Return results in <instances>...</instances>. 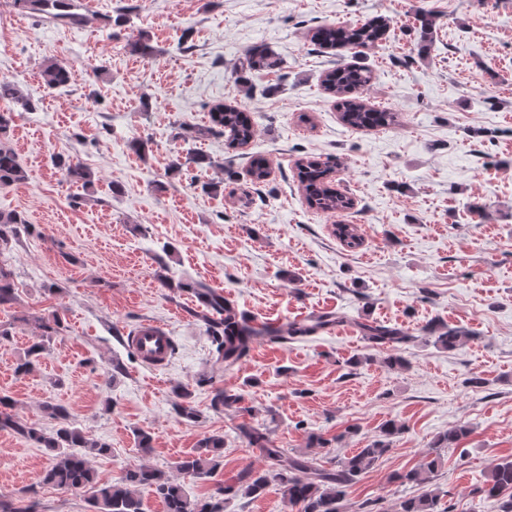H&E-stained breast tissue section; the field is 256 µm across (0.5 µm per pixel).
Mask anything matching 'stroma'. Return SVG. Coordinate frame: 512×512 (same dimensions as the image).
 Returning a JSON list of instances; mask_svg holds the SVG:
<instances>
[{
  "label": "stroma",
  "instance_id": "obj_1",
  "mask_svg": "<svg viewBox=\"0 0 512 512\" xmlns=\"http://www.w3.org/2000/svg\"><path fill=\"white\" fill-rule=\"evenodd\" d=\"M85 20L72 26L19 14L0 0V80L19 83L37 100L16 112L8 144L25 171L0 187V211L28 226L0 251L14 273L15 301L0 307V395L24 421L51 434L57 423L40 406L67 407L71 423L110 452L92 466L103 482L146 464L175 474L177 462L210 435L223 437L221 463L187 481L202 501L245 466H264L247 447L241 424L264 426L279 447L305 451L310 435L330 440L333 456L378 439L382 425L401 430L390 450L347 490L346 512H397L401 501L437 491L454 512H488L479 489L493 467L512 460V0H76ZM127 7L123 25L109 24ZM436 17L426 51L417 48V10ZM384 17L389 26L365 60L374 73L368 105L396 112L389 128L345 125L322 80L337 57L310 36L322 25ZM152 57L133 54L139 32ZM262 44L271 69L243 70V52ZM66 65L67 85L50 89L40 71ZM241 106L256 135L242 150L211 131L217 104ZM151 150L137 154L134 139ZM79 159L97 177L93 196L66 181L50 157ZM203 153L214 167L175 158ZM270 174L255 184L253 159ZM336 158L333 188L354 200L342 216L308 206L297 180L305 158ZM218 183L215 193L202 183ZM165 191H156V184ZM486 207L485 217L471 210ZM355 225V250L334 234ZM167 264L176 281L202 280L261 321L289 322L316 310L341 316L334 328L288 340L259 341L214 383H199L214 347L186 310L190 292L161 287ZM55 292H48V285ZM59 313L61 328L42 362L15 373L37 341V317ZM145 320L177 340L173 361L156 375L122 337ZM408 331L404 369L382 354L358 325ZM467 330L454 350L433 343L427 328ZM359 366H350L353 358ZM120 364L122 375L105 385ZM484 379L482 388L468 384ZM242 397L240 407H210L214 386ZM187 387L196 421L175 411ZM356 427L345 435L346 427ZM468 429L453 447L439 435ZM153 437L140 454L136 430ZM440 451L442 466L426 484L398 474ZM45 449L0 431V495L22 500L33 489L39 512H88L84 492L39 482Z\"/></svg>",
  "mask_w": 512,
  "mask_h": 512
}]
</instances>
